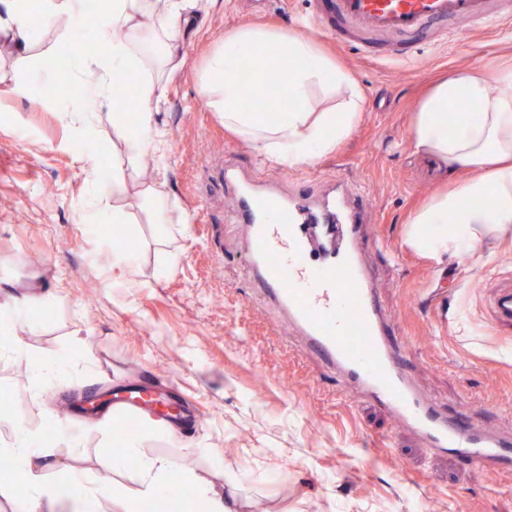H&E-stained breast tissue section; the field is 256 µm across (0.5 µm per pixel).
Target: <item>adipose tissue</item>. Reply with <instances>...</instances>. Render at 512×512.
<instances>
[{
    "label": "adipose tissue",
    "instance_id": "adipose-tissue-1",
    "mask_svg": "<svg viewBox=\"0 0 512 512\" xmlns=\"http://www.w3.org/2000/svg\"><path fill=\"white\" fill-rule=\"evenodd\" d=\"M218 0H107L96 23L86 19L85 0H45V11L57 25L60 41L92 33L107 45L106 53L71 60L74 95L59 103L77 133V158L88 171L84 205L99 224L120 225L141 234L143 225L169 224L173 206L167 182L157 177L131 189L129 179L145 156L156 165L165 160V142L155 112L166 84L181 66L178 48L192 22L209 16ZM38 34L20 0H0V54L26 60L28 77L15 93L29 94L52 74L28 52ZM246 67L275 72L290 104L276 116L248 106L238 80ZM142 72L140 134L125 131L126 110L113 90L134 72ZM200 94L219 112L226 129L239 135L263 157L284 169L310 164L332 154L355 129L365 95L353 74L325 55L317 42L257 26H242L225 35L224 46L208 60ZM112 106V170L95 161L99 109ZM414 152L443 159L449 172H466L456 189L435 196L410 217L407 244L424 254L447 249L465 251L476 239L512 231V66L490 69L475 64L438 78L420 102L411 123ZM47 294H31L0 306V345L9 346L16 327L36 329L32 310L52 304ZM70 354L36 358L28 390L34 402L58 380L71 377ZM149 433L131 435L124 457L112 462V477L88 486L72 466L58 458V446L79 448L83 437L61 413L45 411L41 424L17 425L11 441L0 445L10 461L12 483L1 495L22 492L25 512H48L67 504L72 512H136L143 504L159 512H178L170 494L179 488L200 512H232L224 492L190 467L148 452ZM57 480H50V473ZM130 473L131 485L119 480Z\"/></svg>",
    "mask_w": 512,
    "mask_h": 512
}]
</instances>
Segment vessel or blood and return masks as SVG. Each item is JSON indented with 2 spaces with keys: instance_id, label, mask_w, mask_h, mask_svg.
<instances>
[{
  "instance_id": "obj_1",
  "label": "vessel or blood",
  "mask_w": 512,
  "mask_h": 512,
  "mask_svg": "<svg viewBox=\"0 0 512 512\" xmlns=\"http://www.w3.org/2000/svg\"><path fill=\"white\" fill-rule=\"evenodd\" d=\"M505 0H328L313 14L315 27L344 42L354 33L393 39L391 59L414 57L434 25L483 28L511 16ZM235 221L247 225V263L275 304L329 368L393 412L430 448L456 453L475 466H512V442L448 418L421 398L389 346L387 326L358 249L359 210L350 188L319 200L259 192L254 180L226 169ZM491 316L512 322V289L500 290ZM116 410L149 409L164 420L180 407L155 390L117 397Z\"/></svg>"
}]
</instances>
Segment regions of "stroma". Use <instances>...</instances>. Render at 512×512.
Listing matches in <instances>:
<instances>
[{"instance_id": "stroma-1", "label": "stroma", "mask_w": 512, "mask_h": 512, "mask_svg": "<svg viewBox=\"0 0 512 512\" xmlns=\"http://www.w3.org/2000/svg\"><path fill=\"white\" fill-rule=\"evenodd\" d=\"M311 9L312 0H224L197 21L156 115L171 200L189 221L146 228L133 275L113 267L111 244L79 216L86 173L55 99L14 94L22 67L0 58V281L18 296L55 297L40 330H17L0 354V442L14 425L41 420L27 392L29 357L71 346L90 366L47 398L83 430L81 452H58L88 479L111 475L114 453L69 396L147 384L190 409L186 439L220 450L222 461L192 465L223 486L235 512H512V470L431 454L423 437L285 332L246 265L224 190L228 163L301 198L338 181L354 188L370 280L408 375L448 416L512 439V327L491 324L488 313L495 291L512 288V235L439 257L406 244L410 215L467 178L413 152V114L436 76L496 67L512 49V22L455 27L401 61L384 60L379 43L340 45L311 31L353 73L365 108L335 153L287 170L225 129L197 85L226 34L245 25L298 34ZM157 236L180 255L164 273Z\"/></svg>"}]
</instances>
